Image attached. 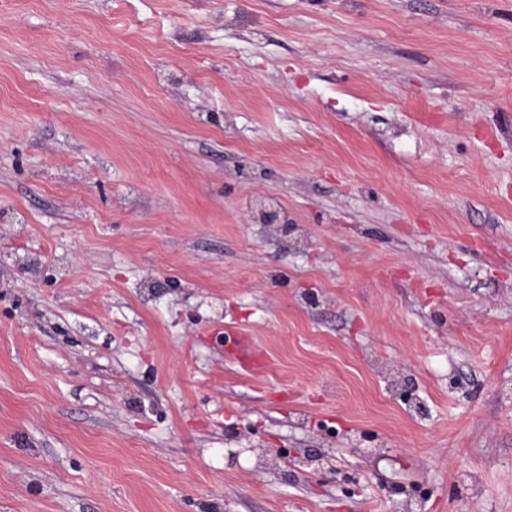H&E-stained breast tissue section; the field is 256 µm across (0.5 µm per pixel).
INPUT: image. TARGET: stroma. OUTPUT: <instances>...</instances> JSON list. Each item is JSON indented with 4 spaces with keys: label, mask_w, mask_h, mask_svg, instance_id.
Returning <instances> with one entry per match:
<instances>
[{
    "label": "stroma",
    "mask_w": 512,
    "mask_h": 512,
    "mask_svg": "<svg viewBox=\"0 0 512 512\" xmlns=\"http://www.w3.org/2000/svg\"><path fill=\"white\" fill-rule=\"evenodd\" d=\"M412 497L512 512V0H0V512Z\"/></svg>",
    "instance_id": "35a3bbf8"
}]
</instances>
